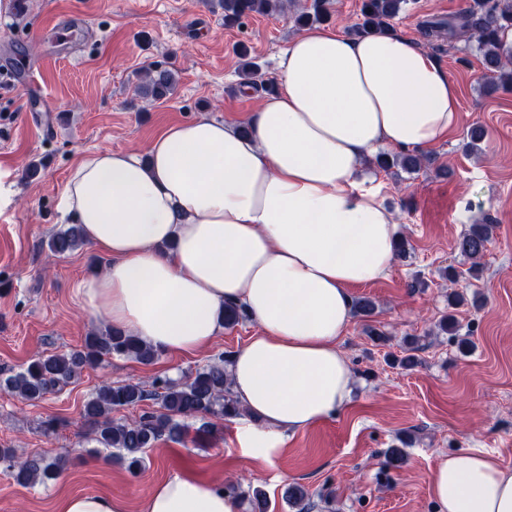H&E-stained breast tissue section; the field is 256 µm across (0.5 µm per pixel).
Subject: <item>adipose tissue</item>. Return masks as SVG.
<instances>
[{
	"mask_svg": "<svg viewBox=\"0 0 512 512\" xmlns=\"http://www.w3.org/2000/svg\"><path fill=\"white\" fill-rule=\"evenodd\" d=\"M275 84L247 129L200 117L143 152L84 154L61 194L107 259L78 288L95 318L172 354L222 335L225 305L258 324L228 371L246 411L238 442L262 460L349 399L350 290L386 275L397 241L364 166L382 149L436 145L459 112L447 70L394 32H301ZM429 491L436 512H512V472L488 454L440 455ZM141 509L240 512V502L182 473Z\"/></svg>",
	"mask_w": 512,
	"mask_h": 512,
	"instance_id": "adipose-tissue-1",
	"label": "adipose tissue"
}]
</instances>
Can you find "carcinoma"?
I'll return each mask as SVG.
<instances>
[{
    "instance_id": "obj_1",
    "label": "carcinoma",
    "mask_w": 512,
    "mask_h": 512,
    "mask_svg": "<svg viewBox=\"0 0 512 512\" xmlns=\"http://www.w3.org/2000/svg\"><path fill=\"white\" fill-rule=\"evenodd\" d=\"M224 25L233 26L254 13L276 16L287 8V0H221ZM406 0H361L360 22L355 24L356 35L383 32L404 10ZM330 19L329 0H314L313 10L295 13L299 27H314ZM429 37H446L448 41L475 43L488 87L512 86V46L505 34L512 31V0H471L467 10L448 20H428L424 23ZM176 72L156 67L145 73L137 90L145 97L160 100L170 94ZM377 168L389 172L400 168L408 173L420 170L422 157L415 153L380 152L369 160ZM492 238L489 224H474L457 241V249L473 260L469 270L477 277L479 260L484 256ZM86 244L81 225L71 224L54 233L48 249L55 256H65ZM246 312L236 305L224 306V327L233 328L243 321ZM158 350L144 344L139 337L121 329L107 327L92 330L85 336L82 349L67 353L37 354L17 373L0 380V389L19 396L26 402L37 403L57 393L86 368H96L112 356L134 359L142 364L152 363ZM229 356L195 370L183 381L157 377L148 389L140 383L104 384L84 404L83 419L90 424L92 440L101 448H114L116 459L126 463L134 473L143 464V453L168 438L178 440L185 434L181 420L210 418L197 433L211 434L219 430L216 421L241 415V405L234 397L227 366ZM146 400L158 401L159 408L146 411L137 419L126 421L112 418V412L135 408ZM0 461L8 464L14 481L23 487L44 483L56 476L64 466L60 457L41 454L16 456L15 449L0 448ZM288 504L296 512H311L312 504L306 488L298 483L285 492Z\"/></svg>"
}]
</instances>
